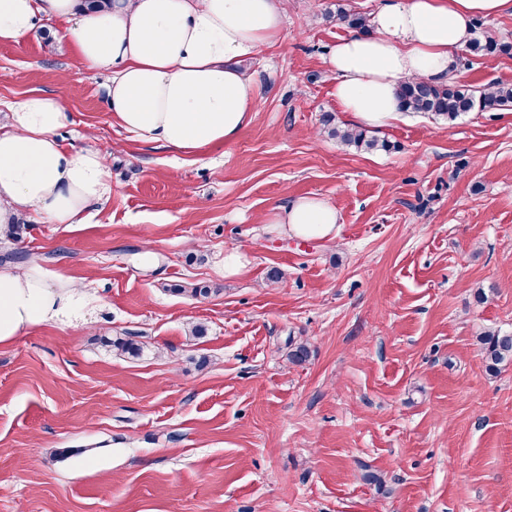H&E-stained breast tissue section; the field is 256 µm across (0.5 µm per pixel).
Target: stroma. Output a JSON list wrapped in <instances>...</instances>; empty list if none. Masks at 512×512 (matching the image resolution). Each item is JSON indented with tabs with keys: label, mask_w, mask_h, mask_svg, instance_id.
I'll return each instance as SVG.
<instances>
[{
	"label": "stroma",
	"mask_w": 512,
	"mask_h": 512,
	"mask_svg": "<svg viewBox=\"0 0 512 512\" xmlns=\"http://www.w3.org/2000/svg\"><path fill=\"white\" fill-rule=\"evenodd\" d=\"M380 3L281 0L282 40L243 64L251 123L196 155L120 128L111 71L60 23L0 43V111L62 97L63 145L110 148L112 184L86 223L0 234V258L99 298L88 328L0 346V512H512V365L488 375L476 342L512 334V109L401 113L373 131L389 152L323 133L324 113L351 123L325 64L349 32L336 9ZM475 25L509 49L462 50L455 81L512 84V15ZM305 196L335 206L332 236L263 224ZM230 248L246 262L228 278Z\"/></svg>",
	"instance_id": "1"
}]
</instances>
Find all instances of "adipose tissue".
<instances>
[{
	"mask_svg": "<svg viewBox=\"0 0 512 512\" xmlns=\"http://www.w3.org/2000/svg\"><path fill=\"white\" fill-rule=\"evenodd\" d=\"M512 15V0H385L372 36L340 38L326 65L342 112L381 127L399 110L406 78L452 77L480 16ZM46 18L65 22L78 56L112 72L113 119L140 141L192 155L232 141L249 124L257 89L240 61L280 41L281 0H114L111 9L79 0H0V43L20 40ZM61 99L33 91L0 123V229L36 213L51 224H81L111 192L110 153L65 148ZM267 223L301 239H323L338 213L317 197L275 207ZM97 299L38 262L0 265V346L49 323L88 325Z\"/></svg>",
	"mask_w": 512,
	"mask_h": 512,
	"instance_id": "adipose-tissue-1",
	"label": "adipose tissue"
}]
</instances>
